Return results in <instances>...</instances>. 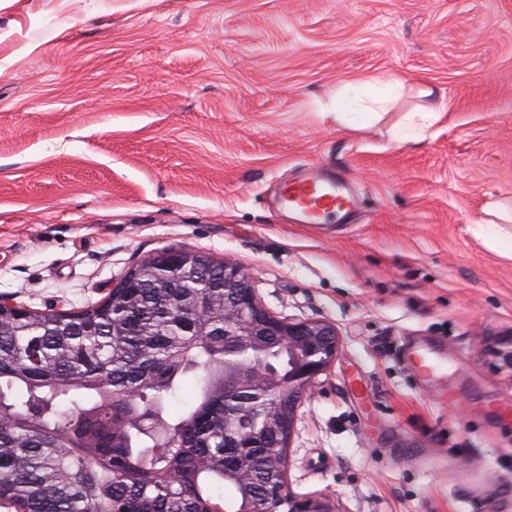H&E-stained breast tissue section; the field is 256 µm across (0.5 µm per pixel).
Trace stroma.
<instances>
[{
    "mask_svg": "<svg viewBox=\"0 0 512 512\" xmlns=\"http://www.w3.org/2000/svg\"><path fill=\"white\" fill-rule=\"evenodd\" d=\"M403 81L346 131L336 92ZM418 143L389 131L421 104ZM319 165L353 224L295 223L280 184ZM512 0H0V294L103 301L165 248L237 264L269 311L335 326L298 405L288 487L334 512H512ZM448 357L442 390L405 362ZM486 356H491V366L500 372L507 370L512 374V331L507 335L500 336L488 348L484 350Z\"/></svg>",
    "mask_w": 512,
    "mask_h": 512,
    "instance_id": "stroma-1",
    "label": "stroma"
}]
</instances>
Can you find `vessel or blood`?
<instances>
[{
	"label": "vessel or blood",
	"instance_id": "1",
	"mask_svg": "<svg viewBox=\"0 0 512 512\" xmlns=\"http://www.w3.org/2000/svg\"><path fill=\"white\" fill-rule=\"evenodd\" d=\"M282 200L299 213L301 222L305 224H320L331 216L345 222L354 209V200L345 182L332 177L319 166L311 167L299 180L289 182L283 190ZM409 355L416 373L424 382H439L442 363L433 358L431 349L414 345L410 347Z\"/></svg>",
	"mask_w": 512,
	"mask_h": 512
}]
</instances>
